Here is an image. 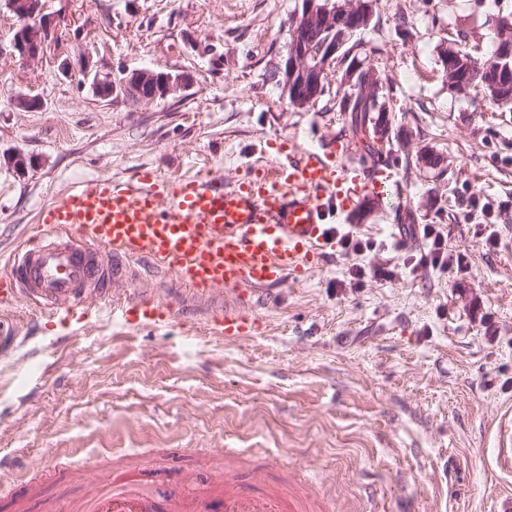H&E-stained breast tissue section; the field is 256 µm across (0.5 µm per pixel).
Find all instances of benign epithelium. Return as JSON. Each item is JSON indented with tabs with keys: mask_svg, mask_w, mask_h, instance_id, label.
I'll return each instance as SVG.
<instances>
[{
	"mask_svg": "<svg viewBox=\"0 0 512 512\" xmlns=\"http://www.w3.org/2000/svg\"><path fill=\"white\" fill-rule=\"evenodd\" d=\"M18 27L12 47L26 62L43 56L50 37V22L44 14L43 0H8ZM349 20L336 22V11L319 0H302L290 23L289 51L277 64L280 84L297 109L313 105L325 92L329 75L342 72L340 85L356 88L365 81L366 70L360 60H350L354 49L347 45L357 32L368 28L373 19L371 0H346ZM188 84L184 74L158 72L149 68L122 72V76H93V87L103 98L122 94L138 102L152 103L183 90ZM485 90L499 97L512 96V64L506 62L487 72L482 81Z\"/></svg>",
	"mask_w": 512,
	"mask_h": 512,
	"instance_id": "benign-epithelium-1",
	"label": "benign epithelium"
}]
</instances>
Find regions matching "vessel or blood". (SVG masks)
Masks as SVG:
<instances>
[{
  "mask_svg": "<svg viewBox=\"0 0 512 512\" xmlns=\"http://www.w3.org/2000/svg\"><path fill=\"white\" fill-rule=\"evenodd\" d=\"M376 174L308 151L289 154L277 167L227 186L194 175L170 180L141 170L137 180H89L44 208L40 231L18 247L9 271L0 275V306L27 298L51 325L88 320L92 310L112 305L106 281L139 279L148 263L172 275L193 296L212 298L207 335L235 338L252 324L244 310L250 290L283 283L335 245L327 218L346 211L365 189L380 190ZM127 324L163 326L175 311L148 294H130ZM497 457L512 466V418L496 430ZM143 472L110 475L93 498L74 512H208L206 500L171 505L143 490ZM222 512H322L315 497L281 489L259 492L224 479Z\"/></svg>",
  "mask_w": 512,
  "mask_h": 512,
  "instance_id": "b4317fda",
  "label": "vessel or blood"
}]
</instances>
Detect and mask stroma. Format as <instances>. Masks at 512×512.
Wrapping results in <instances>:
<instances>
[{
    "mask_svg": "<svg viewBox=\"0 0 512 512\" xmlns=\"http://www.w3.org/2000/svg\"><path fill=\"white\" fill-rule=\"evenodd\" d=\"M301 0H46L41 59L11 47L0 0V266L41 211L87 180L200 170L233 185L290 147L348 145L339 75L313 105H290L275 65ZM360 40L380 51L394 111L381 194L329 216L335 246L301 275L250 296L244 337L205 333L212 301L167 274L140 288L169 301L167 326H126L119 310L38 329L25 303L0 312V458L18 467L0 512H68L114 470L145 469V491L183 494L236 476L250 489L292 481L328 512H499L512 468L494 427L512 413V111L448 87L451 47L492 56L512 0H374ZM100 74L188 75L149 104L99 98L63 60ZM39 96L37 112L18 95ZM411 131L401 142L402 131ZM23 153L17 170L3 161ZM438 155L441 165L425 164ZM425 224L460 263L423 262ZM364 278H357L356 270Z\"/></svg>",
    "mask_w": 512,
    "mask_h": 512,
    "instance_id": "stroma-1",
    "label": "stroma"
}]
</instances>
